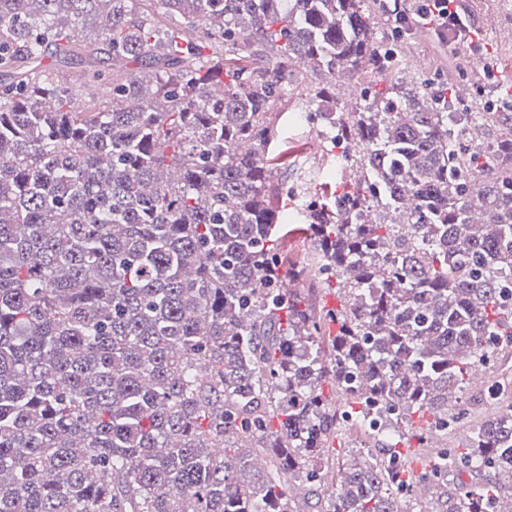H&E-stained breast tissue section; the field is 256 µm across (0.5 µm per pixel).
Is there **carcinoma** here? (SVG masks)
Returning a JSON list of instances; mask_svg holds the SVG:
<instances>
[{"mask_svg":"<svg viewBox=\"0 0 512 512\" xmlns=\"http://www.w3.org/2000/svg\"><path fill=\"white\" fill-rule=\"evenodd\" d=\"M387 15L0 0V512H298L294 477L329 480L325 512H412L450 465L482 475L452 512H512V404L419 473L401 450L465 422L457 395L512 354V112L407 76ZM305 62L350 169L305 217L336 273L319 312L284 287L268 157ZM362 70L385 91L336 110ZM349 417L384 452L338 472Z\"/></svg>","mask_w":512,"mask_h":512,"instance_id":"obj_1","label":"carcinoma"}]
</instances>
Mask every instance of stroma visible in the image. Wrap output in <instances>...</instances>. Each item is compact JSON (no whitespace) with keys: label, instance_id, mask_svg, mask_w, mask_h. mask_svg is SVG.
Returning a JSON list of instances; mask_svg holds the SVG:
<instances>
[{"label":"stroma","instance_id":"35a3bbf8","mask_svg":"<svg viewBox=\"0 0 512 512\" xmlns=\"http://www.w3.org/2000/svg\"><path fill=\"white\" fill-rule=\"evenodd\" d=\"M472 19L484 45L483 56H475L465 47L448 50L429 33L410 28L403 43L404 54L410 61V72L423 80L438 83L447 80L465 85L469 94L459 101L460 110H468L476 100L477 91L470 88L473 73L482 72L485 65H500L512 61V0H471ZM310 88L298 86L288 96L287 103L278 105L279 138L272 153L280 157L278 175L286 194L287 211H295L298 204L315 209L336 193L344 162L337 158L330 142L321 141L319 134L324 121L319 111L306 107L304 99ZM312 140L316 147L304 162H297L293 151L298 142ZM286 237L282 249L290 263L313 268L309 278L297 281V290L306 302L320 303L332 308L338 303L337 290L329 286L324 275L318 274L319 258L305 222L285 224ZM481 380L470 381L462 396L472 422L481 423L492 418L505 406L506 398L490 399L488 392L498 384L512 380V355L503 354L481 366Z\"/></svg>","mask_w":512,"mask_h":512}]
</instances>
